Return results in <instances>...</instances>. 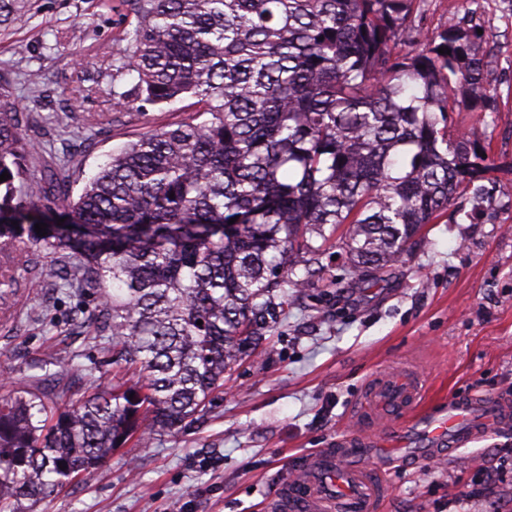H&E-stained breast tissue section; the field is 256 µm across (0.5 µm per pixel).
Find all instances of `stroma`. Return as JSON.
I'll return each instance as SVG.
<instances>
[{
	"label": "stroma",
	"instance_id": "obj_1",
	"mask_svg": "<svg viewBox=\"0 0 512 512\" xmlns=\"http://www.w3.org/2000/svg\"><path fill=\"white\" fill-rule=\"evenodd\" d=\"M0 25V75L25 106L22 131L38 144L30 169L67 162L70 182L42 211L54 215L78 196L113 150L180 120L172 107L138 112L116 105L104 72L131 8L102 0H33ZM472 12L487 35L483 50L493 112H452L448 133L488 143L498 184L473 217L427 225L403 262L375 282L353 278L340 233L311 236L323 271L289 293L262 343L237 363L205 416L182 428L127 443L80 475L38 512H267L301 455L373 431L357 409L372 373L419 363L434 410L449 398L512 394V0H428L427 27ZM87 89L69 91L78 78ZM68 254L18 251L13 288L0 293V394L30 387L46 361L77 399L83 374L111 378V344L91 322L97 300L64 285L49 265ZM512 504V429L487 434L433 462L393 460L382 512H500Z\"/></svg>",
	"mask_w": 512,
	"mask_h": 512
}]
</instances>
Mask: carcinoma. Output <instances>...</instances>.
I'll list each match as a JSON object with an SVG mask.
<instances>
[{"label": "carcinoma", "mask_w": 512, "mask_h": 512, "mask_svg": "<svg viewBox=\"0 0 512 512\" xmlns=\"http://www.w3.org/2000/svg\"><path fill=\"white\" fill-rule=\"evenodd\" d=\"M426 3L135 0L112 70L128 88L112 97L142 112L192 97L191 114L113 152L32 242L71 251L76 264L50 272L95 289L97 335L143 382L90 369L64 407L45 390L1 397L0 512H37L112 450L204 411L262 342L275 299L303 284L290 257L320 251L304 231L348 226L349 272L374 278L425 225L481 208L493 159L448 137V113L491 109L487 35L466 14L425 28ZM30 6L0 0V23ZM21 111L0 78V250L70 178L27 167Z\"/></svg>", "instance_id": "obj_1"}]
</instances>
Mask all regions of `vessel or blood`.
<instances>
[{
    "label": "vessel or blood",
    "mask_w": 512,
    "mask_h": 512,
    "mask_svg": "<svg viewBox=\"0 0 512 512\" xmlns=\"http://www.w3.org/2000/svg\"><path fill=\"white\" fill-rule=\"evenodd\" d=\"M421 380L413 366L370 378L363 409L377 416L416 413L426 445L416 454L433 460L481 436L488 425L512 426V396L449 399L446 411L419 410ZM385 483L364 464L352 441L312 455L270 504V512H377Z\"/></svg>",
    "instance_id": "b4317fda"
}]
</instances>
